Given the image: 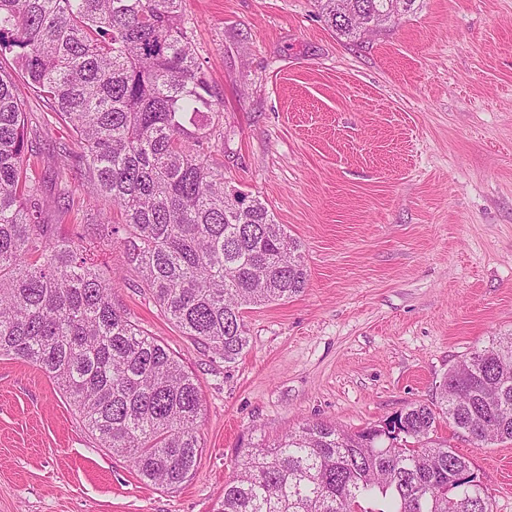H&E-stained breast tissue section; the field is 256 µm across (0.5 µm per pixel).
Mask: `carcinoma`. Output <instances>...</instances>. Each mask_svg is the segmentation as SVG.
Wrapping results in <instances>:
<instances>
[{"label":"carcinoma","instance_id":"cac0c4a2","mask_svg":"<svg viewBox=\"0 0 512 512\" xmlns=\"http://www.w3.org/2000/svg\"><path fill=\"white\" fill-rule=\"evenodd\" d=\"M182 0H0V356L61 389L101 447L175 489L201 455L198 379L135 327L112 297L95 245L52 240L33 174L24 100L44 99L73 131L105 209L99 242L123 219V263L165 317L231 364L248 345L244 310L305 288L300 244L258 197L224 188L210 160L212 85L184 27ZM416 0H317L337 35L394 24ZM430 404L350 432L300 424L250 441L221 512H492L470 461L434 438L440 420L476 447L512 441V336L448 370ZM382 507L367 509L366 503Z\"/></svg>","mask_w":512,"mask_h":512}]
</instances>
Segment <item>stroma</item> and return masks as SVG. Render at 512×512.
I'll use <instances>...</instances> for the list:
<instances>
[{
    "mask_svg": "<svg viewBox=\"0 0 512 512\" xmlns=\"http://www.w3.org/2000/svg\"><path fill=\"white\" fill-rule=\"evenodd\" d=\"M357 42L315 0H182L217 93L212 159L301 246L302 293L245 312L235 364L184 336L119 253L114 298L199 381L193 476L146 484L99 446L32 364L0 357V512H217L249 441L313 420L351 431L434 400L451 366L512 334V0H417ZM43 218L95 242L104 201L58 162L69 128L29 96ZM440 439L471 461L493 512H512V442Z\"/></svg>",
    "mask_w": 512,
    "mask_h": 512,
    "instance_id": "obj_1",
    "label": "stroma"
}]
</instances>
